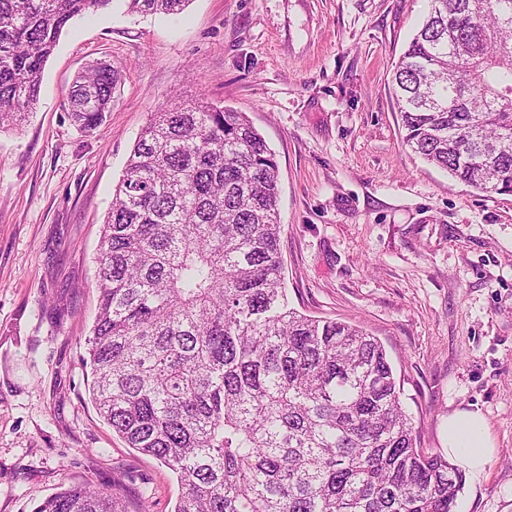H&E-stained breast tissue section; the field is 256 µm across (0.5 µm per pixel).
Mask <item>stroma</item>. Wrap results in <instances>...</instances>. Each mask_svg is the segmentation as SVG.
<instances>
[{"mask_svg":"<svg viewBox=\"0 0 512 512\" xmlns=\"http://www.w3.org/2000/svg\"><path fill=\"white\" fill-rule=\"evenodd\" d=\"M427 0H190L176 17L122 0L71 20L36 111L0 133V512L73 483L126 512H173L182 488L90 400L103 222L151 113L173 94L245 113L276 155L288 300L384 346L418 446L477 410L497 452L455 512H512V195H486L402 140L392 76ZM119 67L93 134L65 110L79 72Z\"/></svg>","mask_w":512,"mask_h":512,"instance_id":"1","label":"stroma"}]
</instances>
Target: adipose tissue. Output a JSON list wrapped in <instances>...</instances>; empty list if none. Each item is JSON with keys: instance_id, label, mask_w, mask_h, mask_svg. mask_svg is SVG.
<instances>
[{"instance_id": "ef3b65f1", "label": "adipose tissue", "mask_w": 512, "mask_h": 512, "mask_svg": "<svg viewBox=\"0 0 512 512\" xmlns=\"http://www.w3.org/2000/svg\"><path fill=\"white\" fill-rule=\"evenodd\" d=\"M448 455L466 471L478 474L486 470L495 454L490 428L480 412L457 410L448 416Z\"/></svg>"}]
</instances>
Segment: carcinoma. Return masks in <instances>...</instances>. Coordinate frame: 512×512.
Segmentation results:
<instances>
[{"instance_id": "1", "label": "carcinoma", "mask_w": 512, "mask_h": 512, "mask_svg": "<svg viewBox=\"0 0 512 512\" xmlns=\"http://www.w3.org/2000/svg\"><path fill=\"white\" fill-rule=\"evenodd\" d=\"M189 0H125L178 15ZM394 72L404 142L485 194H512V0H428ZM112 0H0V132L35 111L64 27ZM119 68L90 64L67 112L84 133ZM275 153L199 95L151 113L99 242L89 392L129 447L182 487L174 512H454L462 471L417 447L386 350L289 307ZM34 512H121L86 484Z\"/></svg>"}]
</instances>
